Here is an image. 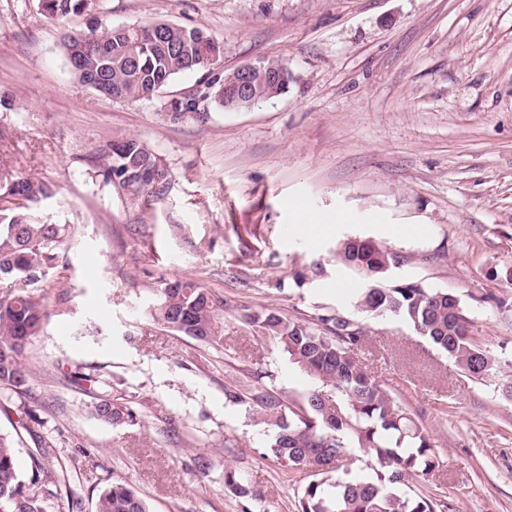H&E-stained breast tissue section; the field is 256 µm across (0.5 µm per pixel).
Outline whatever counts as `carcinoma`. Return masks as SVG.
Instances as JSON below:
<instances>
[{
	"label": "carcinoma",
	"instance_id": "cac0c4a2",
	"mask_svg": "<svg viewBox=\"0 0 512 512\" xmlns=\"http://www.w3.org/2000/svg\"><path fill=\"white\" fill-rule=\"evenodd\" d=\"M45 16L60 20L94 7V0H39ZM150 38L146 27H112L96 22L70 35L64 53L79 80L105 98L151 100L180 73L200 68L205 51H223L200 27L164 21ZM255 100L279 96L264 75L255 77ZM105 182L136 197L162 177L157 157L134 137H120L100 158ZM0 389L17 396L29 391L33 370L25 352L49 319L42 281L57 267L68 226L48 222L36 211L52 196L49 184L16 176L0 165ZM400 256L377 242L348 238L336 251V263L358 275L365 288L354 308L374 319L398 318L435 348L448 354L466 374L481 378L495 359L473 336V322L460 298L446 290L390 279ZM224 301L192 279L176 277L161 289L150 310L153 320L215 349L224 346ZM261 336L281 347L291 361L321 383L293 408L271 393L252 398L254 419L267 428L266 448L279 465L312 477L298 500L299 512H444L446 504L421 492L407 495L398 486L425 479L440 467L428 432L398 404L355 357L367 330L339 312L309 326L274 310L246 315ZM332 389L331 399L322 388ZM338 407H333L332 403ZM92 414L121 426L137 419L129 404L108 394L97 398ZM30 426L20 419L12 431H0V512H55L66 483L61 457L47 448L32 455L31 472L20 474L17 445ZM363 448L381 467L372 478H348V449ZM225 484L241 497H256L240 475L225 473ZM95 512H151L148 503L122 480L103 488Z\"/></svg>",
	"mask_w": 512,
	"mask_h": 512
}]
</instances>
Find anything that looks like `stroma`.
I'll return each instance as SVG.
<instances>
[{
  "mask_svg": "<svg viewBox=\"0 0 512 512\" xmlns=\"http://www.w3.org/2000/svg\"><path fill=\"white\" fill-rule=\"evenodd\" d=\"M95 19L200 26L224 54L152 100L108 99L63 51ZM271 60L292 74L286 93L242 110L213 101L226 72ZM174 101L191 105L178 120ZM0 129V162L50 184L38 210L70 227L42 291L50 319L26 351L29 391L0 389L1 430L24 409L36 419L21 473L41 436L68 467L59 512H94L115 479L152 512H298L309 477L268 454L246 399L298 402L314 382L245 315L354 314L362 282L334 257L349 235L402 256L396 277L455 292L499 364L477 379L400 321L365 320L358 359L441 458L407 492L454 512H512V282L501 275L512 266V0H98L95 16L63 20L38 0H0ZM121 135L163 172L135 198L95 162ZM297 203L326 219L322 237L295 231ZM316 264L324 274L294 279ZM177 276L226 302L223 348L151 318ZM78 372L91 382L75 383ZM100 392L136 421L97 420ZM230 469L259 492L249 509L224 483Z\"/></svg>",
  "mask_w": 512,
  "mask_h": 512,
  "instance_id": "stroma-1",
  "label": "stroma"
}]
</instances>
